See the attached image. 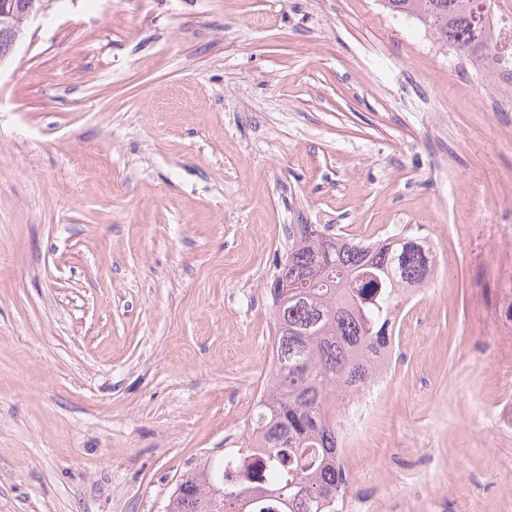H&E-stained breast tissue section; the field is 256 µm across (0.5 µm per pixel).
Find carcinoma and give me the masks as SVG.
<instances>
[{"instance_id": "1", "label": "carcinoma", "mask_w": 512, "mask_h": 512, "mask_svg": "<svg viewBox=\"0 0 512 512\" xmlns=\"http://www.w3.org/2000/svg\"><path fill=\"white\" fill-rule=\"evenodd\" d=\"M392 13L418 20L443 44L486 64L512 85V50L491 40L481 0H383ZM324 224H296L273 281L275 371L237 475L224 461L187 472L167 512H252L273 496L281 512H341L346 484L339 409L384 366L407 293L432 270L431 245L390 236L361 243Z\"/></svg>"}]
</instances>
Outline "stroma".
Returning a JSON list of instances; mask_svg holds the SVG:
<instances>
[{"mask_svg":"<svg viewBox=\"0 0 512 512\" xmlns=\"http://www.w3.org/2000/svg\"><path fill=\"white\" fill-rule=\"evenodd\" d=\"M382 0H51L0 67V512H166L244 447L288 228L432 241L363 512H512V98Z\"/></svg>","mask_w":512,"mask_h":512,"instance_id":"1","label":"stroma"}]
</instances>
